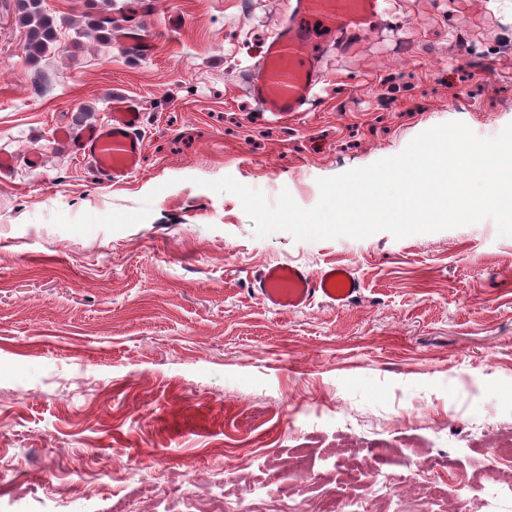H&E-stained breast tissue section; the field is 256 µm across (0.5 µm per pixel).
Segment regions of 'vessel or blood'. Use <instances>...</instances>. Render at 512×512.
<instances>
[{"label":"vessel or blood","mask_w":512,"mask_h":512,"mask_svg":"<svg viewBox=\"0 0 512 512\" xmlns=\"http://www.w3.org/2000/svg\"><path fill=\"white\" fill-rule=\"evenodd\" d=\"M382 0H293L290 13L250 70V92L267 112L282 117L301 114L323 76L322 58L311 47L308 23L322 22L349 36L362 32L378 15ZM143 112L132 100L114 101L106 121L74 128L58 127L55 138L71 153L88 160L96 173L116 183L137 171L144 141ZM359 279L348 268L330 266L317 273L292 264H269L259 273L256 290L278 310H298L314 299L343 307L359 293Z\"/></svg>","instance_id":"1"}]
</instances>
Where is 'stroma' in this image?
<instances>
[{
	"label": "stroma",
	"mask_w": 512,
	"mask_h": 512,
	"mask_svg": "<svg viewBox=\"0 0 512 512\" xmlns=\"http://www.w3.org/2000/svg\"><path fill=\"white\" fill-rule=\"evenodd\" d=\"M43 0L32 59L0 0V512H418L392 457L460 490L435 512H512L481 477L512 431V237L492 220L403 239L256 237L226 176L302 207L318 179L402 152L449 121L512 122V0H386L280 120L246 75L289 0ZM112 18V41L86 15ZM139 26L151 53L122 36ZM141 103L145 152L103 183L53 139ZM45 164L30 168L27 156ZM340 264L347 306L278 312L265 264Z\"/></svg>",
	"instance_id": "35a3bbf8"
}]
</instances>
